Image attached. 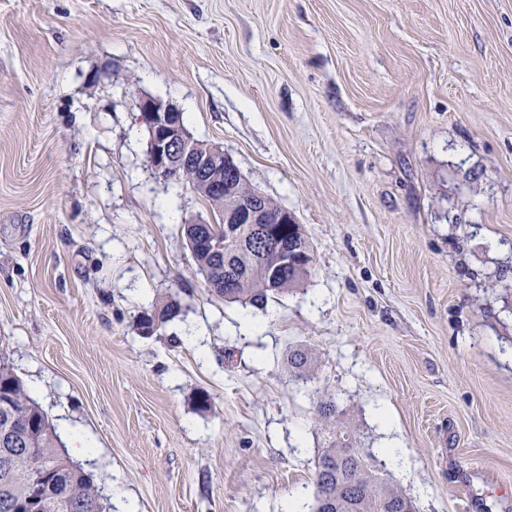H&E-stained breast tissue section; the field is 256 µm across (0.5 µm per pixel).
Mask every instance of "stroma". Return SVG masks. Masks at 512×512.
I'll return each mask as SVG.
<instances>
[{"label":"stroma","instance_id":"1","mask_svg":"<svg viewBox=\"0 0 512 512\" xmlns=\"http://www.w3.org/2000/svg\"><path fill=\"white\" fill-rule=\"evenodd\" d=\"M143 96L310 280L210 295ZM0 346L106 512H311L324 391L417 512H512V0H0ZM168 298L165 302H156L150 310L141 312L137 326L142 335H154L157 330L180 314V303L172 296Z\"/></svg>","mask_w":512,"mask_h":512}]
</instances>
